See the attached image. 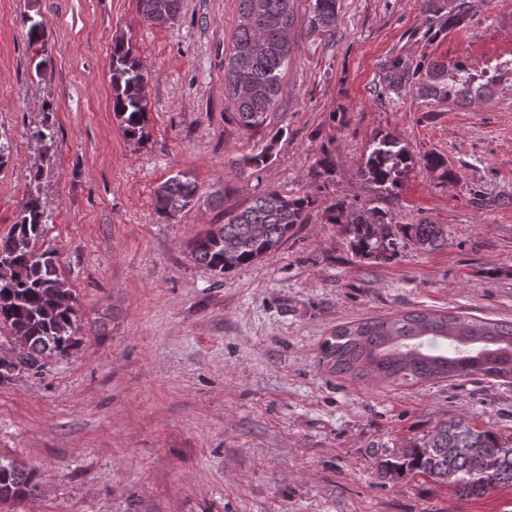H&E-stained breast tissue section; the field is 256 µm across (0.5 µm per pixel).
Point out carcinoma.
Instances as JSON below:
<instances>
[{
	"label": "carcinoma",
	"mask_w": 512,
	"mask_h": 512,
	"mask_svg": "<svg viewBox=\"0 0 512 512\" xmlns=\"http://www.w3.org/2000/svg\"><path fill=\"white\" fill-rule=\"evenodd\" d=\"M337 0H312L308 33L329 34L336 28ZM297 0H239L232 55L224 71V91L237 122L257 129L266 123L270 108L284 91ZM180 0H153L152 25L174 19ZM32 42L45 33V22L22 17ZM112 109L123 133L141 138L147 118L145 88L148 72L129 43L112 47ZM393 81L420 80L442 98L468 97L481 91L476 78L462 66L434 64L411 67L398 59ZM411 157L401 143L385 136L372 145L363 166L367 179L392 192L408 172ZM423 166L443 170L453 178L440 154L423 158ZM199 186L185 173L165 181L156 192V210L172 219L198 201ZM312 200L304 196L263 193L249 206L233 213L216 231L196 237L194 260L219 275L259 260L279 249L288 232L308 221ZM326 221L343 224L352 235L353 256L389 261L399 242L409 241L431 251L445 241L440 225L427 220L395 224L377 206L348 208L337 202L327 209ZM47 224L39 193L28 194L17 220L0 237V263L13 267L8 280L0 279V334L26 340L11 355H0V383L28 373L39 375L53 354H64L76 343L75 297L55 265L53 252L34 254L33 246ZM321 360L338 375L352 381L424 382L466 377L512 379V321L438 314L427 310L392 318H365L336 326L321 348ZM383 474L405 472L433 478L453 487L466 499L482 498L495 488L512 487V446L490 429L481 430L463 417L438 424L422 443L393 453L379 463ZM36 472L15 462H0V503L31 494L38 488Z\"/></svg>",
	"instance_id": "carcinoma-1"
}]
</instances>
